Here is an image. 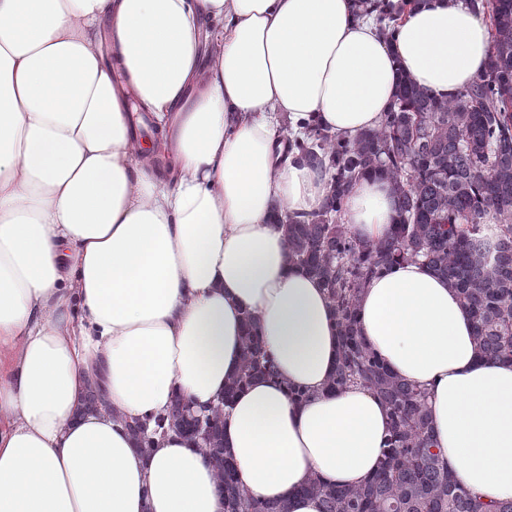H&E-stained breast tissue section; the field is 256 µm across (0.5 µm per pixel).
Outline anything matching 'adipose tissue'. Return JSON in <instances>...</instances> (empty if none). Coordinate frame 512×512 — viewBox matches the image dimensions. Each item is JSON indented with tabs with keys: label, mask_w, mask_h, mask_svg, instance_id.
Returning a JSON list of instances; mask_svg holds the SVG:
<instances>
[{
	"label": "adipose tissue",
	"mask_w": 512,
	"mask_h": 512,
	"mask_svg": "<svg viewBox=\"0 0 512 512\" xmlns=\"http://www.w3.org/2000/svg\"><path fill=\"white\" fill-rule=\"evenodd\" d=\"M490 52L462 0H420L391 42L363 0H0V512H224L196 447L169 432L142 453L127 421L177 393L221 403L248 314L278 375L224 410L239 487L320 512L312 475L366 480L387 409L325 393L334 313L276 223L318 211L329 175L280 140L377 128L405 76L451 99ZM132 93L158 128L148 149ZM395 217L389 183L364 177L341 220L377 241ZM359 322L427 389L443 465L511 501L512 364L478 359L456 291L406 263L367 283Z\"/></svg>",
	"instance_id": "1"
}]
</instances>
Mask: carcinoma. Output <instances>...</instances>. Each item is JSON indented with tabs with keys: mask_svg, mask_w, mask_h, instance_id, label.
Masks as SVG:
<instances>
[{
	"mask_svg": "<svg viewBox=\"0 0 512 512\" xmlns=\"http://www.w3.org/2000/svg\"><path fill=\"white\" fill-rule=\"evenodd\" d=\"M411 0L386 4L377 17L385 38ZM489 21L491 53L484 72L450 100H438L409 79L378 128L354 141L308 128L293 147L331 171L323 208L283 225L289 261L317 277L332 304L339 357L331 392L362 387L388 409V435L376 472L353 487H330L318 476L303 493L321 512H512V501H486L441 462L427 392L393 374L360 335L358 300L375 276L404 262L425 265L448 280L474 321L480 358L512 364V0H465ZM389 181L397 215L385 240L360 243L339 221L353 181ZM274 365L254 326L243 336L237 373L224 401L245 391ZM154 431H178L173 409L127 423L142 449ZM224 484V512H289L288 503L253 499L234 473L214 468Z\"/></svg>",
	"mask_w": 512,
	"mask_h": 512,
	"instance_id": "obj_1",
	"label": "carcinoma"
}]
</instances>
